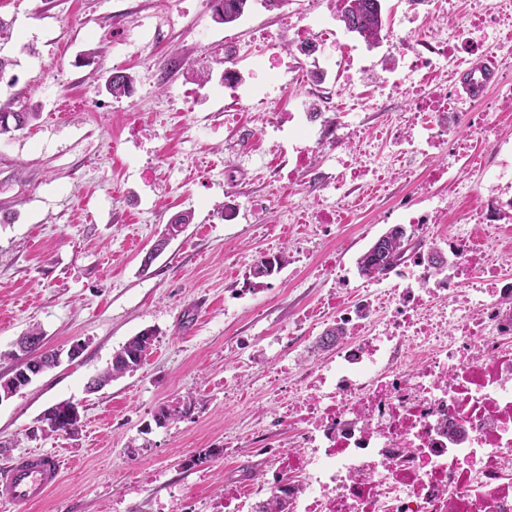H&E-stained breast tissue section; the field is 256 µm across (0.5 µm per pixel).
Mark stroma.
Masks as SVG:
<instances>
[{
  "mask_svg": "<svg viewBox=\"0 0 512 512\" xmlns=\"http://www.w3.org/2000/svg\"><path fill=\"white\" fill-rule=\"evenodd\" d=\"M308 2L288 0L281 10L250 0L240 20L224 25L208 0H0V17L14 23L4 51L17 61L0 78V99L39 110L24 130L0 136V376L17 367L16 343L31 326L41 327L45 349L85 344L77 359L0 402V466L43 450L65 462L42 501L6 512H217L227 486L251 491L264 470L258 451L228 447L227 437L284 439L275 397L294 398L303 374L334 360L335 351L317 349L316 340L335 324V311L310 320L305 314L335 287L363 290L357 261L402 223L396 205L416 184L390 177L345 224L284 223L293 193L225 223V191L244 204L271 197L281 154L257 112L226 119L221 103L204 102L203 88H191L185 72L155 77L158 62L173 58L204 53L219 64L228 34L259 45ZM509 13L507 0H448L447 11L417 21L421 37L438 25L472 31L480 56L495 58L498 70L479 95L467 97L460 79L448 84L470 111L489 112L501 74L512 73V55L497 47L493 23ZM131 20L141 36L135 45L119 44L117 29ZM336 33L337 60L366 69L359 84H336L339 102L360 101L342 133L377 132L409 110L407 100L377 88L389 46H368L341 25ZM117 70L133 77L131 96L107 93ZM189 88L197 95L191 112L181 102ZM480 136L461 135L466 148L483 154V170L463 174L476 196H450L440 181L432 186L449 219L487 199L484 186L499 158L484 151ZM252 145L265 150L267 167L248 164ZM341 156L335 144L320 145L326 188L322 199L305 203L306 213L338 195ZM149 160L155 166L145 179ZM228 161L240 174L229 189L222 174ZM186 210L191 224L143 267L166 224ZM271 245L283 257L279 270L250 285L251 266ZM147 328L157 340L140 368L87 392L114 351ZM188 397L196 403L189 418L155 424L162 405ZM62 401L81 403L79 433L30 438L44 412ZM132 443L141 455H126Z\"/></svg>",
  "mask_w": 512,
  "mask_h": 512,
  "instance_id": "stroma-1",
  "label": "stroma"
}]
</instances>
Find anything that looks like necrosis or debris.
Returning a JSON list of instances; mask_svg holds the SVG:
<instances>
[{
  "instance_id": "1",
  "label": "necrosis or debris",
  "mask_w": 512,
  "mask_h": 512,
  "mask_svg": "<svg viewBox=\"0 0 512 512\" xmlns=\"http://www.w3.org/2000/svg\"><path fill=\"white\" fill-rule=\"evenodd\" d=\"M335 36L323 21L316 36L282 33L274 43L309 82L310 59ZM472 52L441 27L415 44L409 69L442 71ZM253 55L225 37L224 109L250 102L266 127L304 142L276 173L285 187L295 170H314L313 147L335 137L342 114L320 82L309 83L301 113L269 109L268 93L242 79ZM415 109L395 133L418 157L475 122L448 96L436 105L417 96ZM510 219L512 185L441 234L443 273L420 252L392 287L327 295L348 334L334 365L308 371L299 399L280 405L275 420L291 439L265 452L264 491L287 498L288 512H512V253L490 234Z\"/></svg>"
}]
</instances>
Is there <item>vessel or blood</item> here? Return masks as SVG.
<instances>
[{
    "mask_svg": "<svg viewBox=\"0 0 512 512\" xmlns=\"http://www.w3.org/2000/svg\"><path fill=\"white\" fill-rule=\"evenodd\" d=\"M63 460L57 452L27 453L0 467V504L36 503L60 479Z\"/></svg>",
    "mask_w": 512,
    "mask_h": 512,
    "instance_id": "1",
    "label": "vessel or blood"
}]
</instances>
